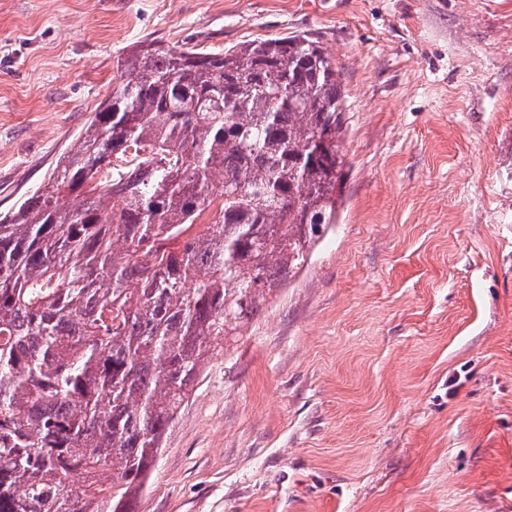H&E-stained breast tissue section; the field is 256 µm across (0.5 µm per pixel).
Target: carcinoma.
Instances as JSON below:
<instances>
[{"label": "carcinoma", "instance_id": "cac0c4a2", "mask_svg": "<svg viewBox=\"0 0 512 512\" xmlns=\"http://www.w3.org/2000/svg\"><path fill=\"white\" fill-rule=\"evenodd\" d=\"M117 70L0 213V512H135L208 359L335 223L346 100L319 39L153 40Z\"/></svg>", "mask_w": 512, "mask_h": 512}]
</instances>
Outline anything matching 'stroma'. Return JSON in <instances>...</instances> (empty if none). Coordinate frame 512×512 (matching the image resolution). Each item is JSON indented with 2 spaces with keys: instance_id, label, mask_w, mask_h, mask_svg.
I'll return each instance as SVG.
<instances>
[{
  "instance_id": "35a3bbf8",
  "label": "stroma",
  "mask_w": 512,
  "mask_h": 512,
  "mask_svg": "<svg viewBox=\"0 0 512 512\" xmlns=\"http://www.w3.org/2000/svg\"><path fill=\"white\" fill-rule=\"evenodd\" d=\"M318 37L336 222L206 364L136 512H512V0H0V211L136 43Z\"/></svg>"
}]
</instances>
